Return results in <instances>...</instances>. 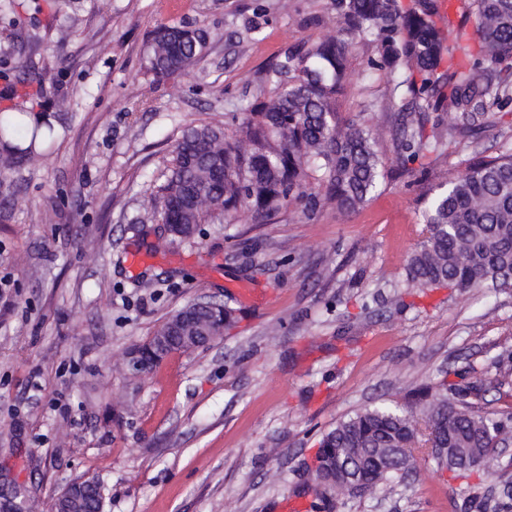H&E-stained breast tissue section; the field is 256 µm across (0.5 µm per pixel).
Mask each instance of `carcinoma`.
<instances>
[{
    "label": "carcinoma",
    "mask_w": 512,
    "mask_h": 512,
    "mask_svg": "<svg viewBox=\"0 0 512 512\" xmlns=\"http://www.w3.org/2000/svg\"><path fill=\"white\" fill-rule=\"evenodd\" d=\"M456 18L437 23L438 0H333L339 36L303 42L272 63L246 116L230 136L218 124L183 131L172 165L149 203L169 225L191 236L213 217L230 224L241 212L268 224L292 203L308 216L325 204L354 212L375 195L388 173L375 134L356 119H342L336 100L348 55L365 41L377 54L371 70L385 72L406 103L393 113L395 172L414 177L413 164L448 158L438 132L453 112L455 133L473 132L495 107L512 102V0H457ZM197 30L158 26L145 47L147 71L182 75L203 56ZM453 44L446 43V34ZM461 59L442 69L444 58ZM27 112L0 114V169L31 163L54 141L50 123L28 127ZM433 124L432 133L427 125ZM448 180L445 192H422L427 236L407 264V282L427 288H512V150L475 155ZM234 311L218 304L199 320L220 328ZM501 386L480 378L449 386V394L419 393L408 408L389 403L365 409L325 433L317 454H334L335 470H313L322 498L347 495L342 472L362 482L353 496L403 479L415 467L404 452L424 442L436 469L467 479L486 469L501 441L512 435V413L481 412L474 401Z\"/></svg>",
    "instance_id": "carcinoma-1"
}]
</instances>
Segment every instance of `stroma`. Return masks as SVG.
I'll use <instances>...</instances> for the list:
<instances>
[{
    "instance_id": "35a3bbf8",
    "label": "stroma",
    "mask_w": 512,
    "mask_h": 512,
    "mask_svg": "<svg viewBox=\"0 0 512 512\" xmlns=\"http://www.w3.org/2000/svg\"><path fill=\"white\" fill-rule=\"evenodd\" d=\"M161 24L207 35V55L175 80L145 69ZM335 32L333 0H0V111L23 104L59 132L40 163L0 171V472L33 512H54L77 478L102 485L104 512H281L297 496L315 512H495L512 500V445L494 477L466 484L421 459L361 497L310 489L321 436L359 410L491 378L503 385L479 408L512 411V288L407 286L424 184L393 181L350 214L294 204L269 224L243 213L175 241L143 205L184 130L234 127L269 62ZM374 53L352 52L338 109L364 118L390 167L399 105L367 67ZM509 148L512 111L452 140L427 182ZM200 298L233 308V326L132 373L131 349Z\"/></svg>"
}]
</instances>
